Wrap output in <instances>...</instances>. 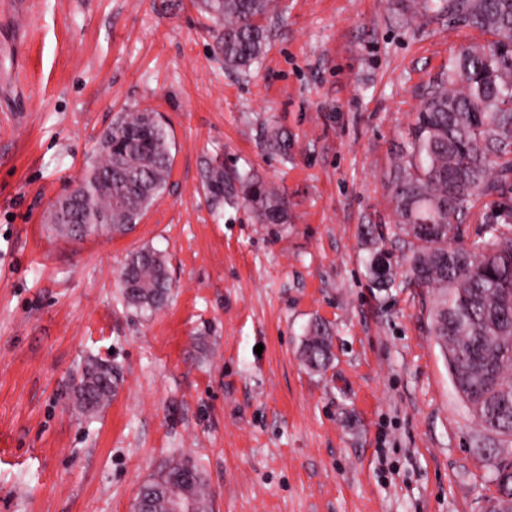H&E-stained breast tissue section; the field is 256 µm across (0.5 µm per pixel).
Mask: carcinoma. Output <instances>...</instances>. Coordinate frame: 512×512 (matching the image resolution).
Masks as SVG:
<instances>
[{"label": "carcinoma", "mask_w": 512, "mask_h": 512, "mask_svg": "<svg viewBox=\"0 0 512 512\" xmlns=\"http://www.w3.org/2000/svg\"><path fill=\"white\" fill-rule=\"evenodd\" d=\"M224 66L248 72L266 50L265 21L279 0H201ZM406 23L459 18L492 36L458 49L448 69L428 86L426 99L408 132L409 150L393 174L394 224L378 233L368 270L384 288L392 278L376 277L374 262L392 257L389 235L407 237L405 257L416 286L437 291L432 333L448 354L454 386L490 433L512 435V308H491L487 294H512V0H407ZM172 143L160 115L121 112L101 136L78 189L81 223L50 227L62 235L125 233L161 198L173 169ZM202 189L214 208L243 201L262 224L288 223L281 195L250 172L229 174L213 161L203 170ZM477 225L476 239L463 240V227ZM127 304L154 311L171 288L165 256L142 248L130 255L120 276ZM301 357L313 369L331 358L326 328L305 337ZM117 378L97 360L84 367L77 401L95 411L112 398ZM488 458L499 452L486 449ZM495 481L512 497V461L498 459ZM210 512L198 468L172 461L144 484L133 512Z\"/></svg>", "instance_id": "1"}]
</instances>
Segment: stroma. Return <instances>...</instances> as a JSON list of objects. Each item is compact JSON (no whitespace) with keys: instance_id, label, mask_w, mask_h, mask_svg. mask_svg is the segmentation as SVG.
<instances>
[{"instance_id":"obj_1","label":"stroma","mask_w":512,"mask_h":512,"mask_svg":"<svg viewBox=\"0 0 512 512\" xmlns=\"http://www.w3.org/2000/svg\"><path fill=\"white\" fill-rule=\"evenodd\" d=\"M0 67V512H132L170 459L212 512H487L486 448L431 333L434 296L366 268L367 227L393 220V168L466 26L399 19L398 0H282L266 53L227 70L196 0H31ZM166 123L173 170L125 235L68 238L48 211L118 113ZM288 137L287 153L269 136ZM288 202L284 224L212 212L207 161ZM151 247L172 291L140 314L118 277ZM326 369L303 365L313 325ZM262 353H255V346ZM112 366L95 413L75 392ZM117 388V378L112 367L97 360L84 367L78 388L77 401L86 411H95L112 398Z\"/></svg>"}]
</instances>
